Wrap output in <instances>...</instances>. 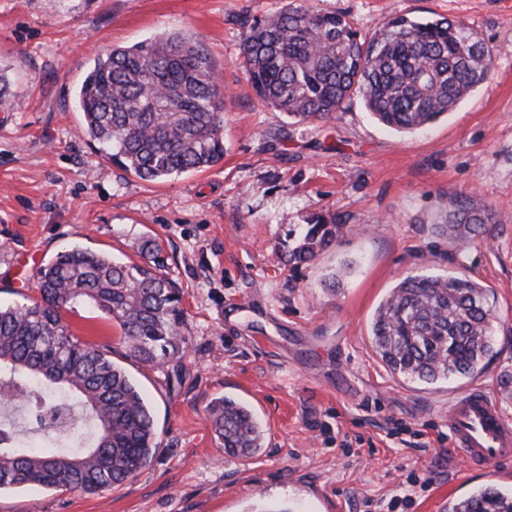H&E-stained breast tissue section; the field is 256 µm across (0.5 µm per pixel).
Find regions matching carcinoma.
<instances>
[{
    "label": "carcinoma",
    "mask_w": 512,
    "mask_h": 512,
    "mask_svg": "<svg viewBox=\"0 0 512 512\" xmlns=\"http://www.w3.org/2000/svg\"><path fill=\"white\" fill-rule=\"evenodd\" d=\"M241 57L256 94L297 123L333 117L356 95L382 125L417 131L450 114L493 68L491 49L461 21L400 16L362 35L344 15L306 0L252 24ZM219 70L190 35L169 33L98 56L76 96L80 128L97 153L145 181L209 168L224 159ZM494 220L491 207L460 195L439 235L466 243ZM343 225L318 217L285 251L308 263ZM164 242L141 241V264L89 248L56 254L36 272L39 297L0 306V405L23 406L37 426L24 435L0 420V490L32 485L97 495L148 466L161 446L151 411L112 346L78 339L66 314L89 305L120 331L121 357L151 369L186 354L177 286L162 274ZM488 290L459 277L403 278L376 309L371 336L388 370L434 384L484 372L495 349ZM85 416L92 438L77 436ZM231 455L263 447L256 414L229 396L208 406ZM448 512H512V491L484 486Z\"/></svg>",
    "instance_id": "cac0c4a2"
}]
</instances>
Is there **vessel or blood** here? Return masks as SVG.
<instances>
[{"label":"vessel or blood","mask_w":512,"mask_h":512,"mask_svg":"<svg viewBox=\"0 0 512 512\" xmlns=\"http://www.w3.org/2000/svg\"><path fill=\"white\" fill-rule=\"evenodd\" d=\"M448 434L473 467L512 464V421L480 390L454 398L448 408Z\"/></svg>","instance_id":"b4317fda"}]
</instances>
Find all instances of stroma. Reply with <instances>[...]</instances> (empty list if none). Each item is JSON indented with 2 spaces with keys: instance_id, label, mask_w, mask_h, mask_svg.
Instances as JSON below:
<instances>
[{
  "instance_id": "35a3bbf8",
  "label": "stroma",
  "mask_w": 512,
  "mask_h": 512,
  "mask_svg": "<svg viewBox=\"0 0 512 512\" xmlns=\"http://www.w3.org/2000/svg\"><path fill=\"white\" fill-rule=\"evenodd\" d=\"M289 0H0V304L36 296V272L81 246L132 259L143 237L164 240V274L181 290L188 352L163 376L127 364L149 403L161 447L136 477L88 496L30 486L0 492V512H444L482 485L512 486V466L469 467L450 442L448 403L487 392L512 421V0H310L349 15L364 34L405 15L463 20L495 53L492 73L447 118L397 133L361 98L307 124L263 103L242 67L254 21ZM198 40L220 68L224 158L147 182L101 158L79 131L74 96L95 57L159 34ZM496 214L467 247L435 224L455 196ZM336 217V241L285 266L289 234ZM352 270L337 290L325 281ZM489 291L497 356L469 381L412 383L371 343L380 301L425 271ZM73 334L118 344L120 332L83 307ZM234 395L267 433L250 458L227 456L208 405ZM407 432L389 435L391 421ZM425 481L389 508L406 479Z\"/></svg>"
}]
</instances>
